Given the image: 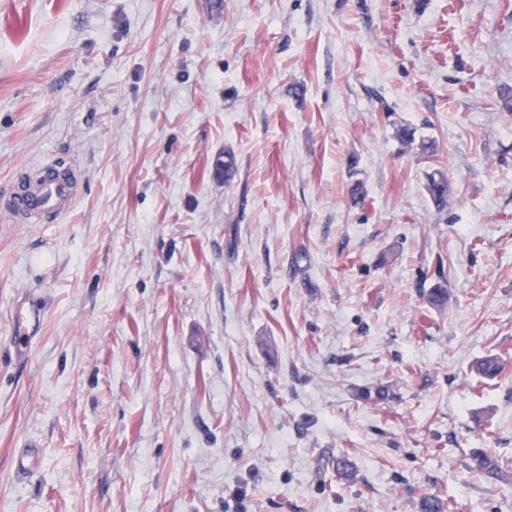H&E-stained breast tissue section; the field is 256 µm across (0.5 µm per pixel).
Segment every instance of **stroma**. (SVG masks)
<instances>
[{"label":"stroma","mask_w":512,"mask_h":512,"mask_svg":"<svg viewBox=\"0 0 512 512\" xmlns=\"http://www.w3.org/2000/svg\"><path fill=\"white\" fill-rule=\"evenodd\" d=\"M208 4L0 0V512H512V0ZM83 185L78 166L51 159L23 168L16 184L1 193L2 208L15 224H53L71 214ZM426 191L438 210H443L448 204V181L441 171L427 176ZM44 310L38 304L29 302L15 310L13 348L15 354L23 356L32 341V337L40 330ZM504 467L507 464H504L503 459L492 448L478 449L472 454L471 469L486 477L507 481L509 472Z\"/></svg>","instance_id":"35a3bbf8"}]
</instances>
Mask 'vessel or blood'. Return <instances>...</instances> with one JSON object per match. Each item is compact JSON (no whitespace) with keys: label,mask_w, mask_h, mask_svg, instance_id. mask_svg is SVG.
Masks as SVG:
<instances>
[{"label":"vessel or blood","mask_w":512,"mask_h":512,"mask_svg":"<svg viewBox=\"0 0 512 512\" xmlns=\"http://www.w3.org/2000/svg\"><path fill=\"white\" fill-rule=\"evenodd\" d=\"M83 185V173L78 166L51 159L23 168L16 183L0 194V209L16 224H51L71 214ZM43 317V308L33 302L16 309L15 354L25 355L42 326Z\"/></svg>","instance_id":"vessel-or-blood-1"}]
</instances>
